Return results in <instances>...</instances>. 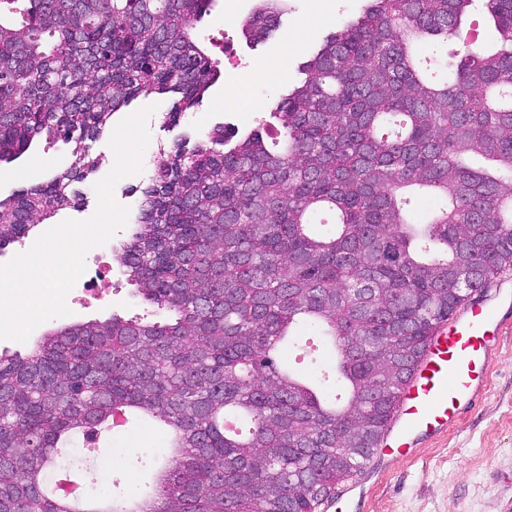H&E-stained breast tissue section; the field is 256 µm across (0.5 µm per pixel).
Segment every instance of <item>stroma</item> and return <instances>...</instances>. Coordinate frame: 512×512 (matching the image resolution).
<instances>
[{
    "instance_id": "stroma-1",
    "label": "stroma",
    "mask_w": 512,
    "mask_h": 512,
    "mask_svg": "<svg viewBox=\"0 0 512 512\" xmlns=\"http://www.w3.org/2000/svg\"><path fill=\"white\" fill-rule=\"evenodd\" d=\"M364 0H293L292 11L283 16L279 28L264 42L246 41L241 23L252 0H215L210 14L197 24L201 40L207 41L213 59L222 71V81L213 86L194 111L186 113L177 126L164 117L171 106L165 95L138 97L129 106L137 111L153 106L148 119L151 142L143 157L140 174L122 178L125 205L130 217H137L142 188L155 172L158 145L179 137L194 142L222 123L245 133L268 120L271 104L286 94L296 77V67L323 37L356 15ZM267 62L278 68V77L259 70ZM240 82L244 97L240 103L224 101V84ZM89 153L101 165L91 179L81 184L85 203L77 209L60 210L46 221L53 228L65 220H84L96 210L95 185L112 168L113 152L108 136L91 143ZM73 160L72 147L63 141H38L27 158L0 164V197L14 188L42 182ZM103 259L112 263L111 285L102 300L86 301L81 285H74L66 297L68 315L38 325L34 336L48 329L89 320H103L112 313L125 317L150 314L151 308L114 266L111 244H104ZM144 432L102 434L99 452L89 463L88 474L101 479V467L113 449H123L121 463L112 469L111 482L124 488L145 480L142 459L148 458ZM354 483L363 485L365 496L357 512H512V311L504 317V333L489 382L479 401L447 432L423 441L413 459L390 460L380 471H360Z\"/></svg>"
}]
</instances>
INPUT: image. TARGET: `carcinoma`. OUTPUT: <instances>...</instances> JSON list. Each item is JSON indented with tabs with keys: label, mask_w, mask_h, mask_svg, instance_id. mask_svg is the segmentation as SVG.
I'll use <instances>...</instances> for the list:
<instances>
[{
	"label": "carcinoma",
	"mask_w": 512,
	"mask_h": 512,
	"mask_svg": "<svg viewBox=\"0 0 512 512\" xmlns=\"http://www.w3.org/2000/svg\"><path fill=\"white\" fill-rule=\"evenodd\" d=\"M481 2L494 45L469 38ZM212 0H0V162L35 138L74 161L0 200V250L65 208L89 143L140 96L171 126L220 77L195 33ZM288 0H255L269 38ZM455 44L435 78L413 46ZM234 141L157 148L131 239L113 249L163 313L47 331L0 354V512H320L362 469L441 324L512 270V0H366ZM438 205L419 223L412 191ZM306 324L334 380L292 366ZM124 409L159 426L155 490L83 481ZM233 418L241 432L227 434ZM71 502L49 493L60 471Z\"/></svg>",
	"instance_id": "carcinoma-1"
}]
</instances>
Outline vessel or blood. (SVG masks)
<instances>
[{
    "label": "vessel or blood",
    "instance_id": "1",
    "mask_svg": "<svg viewBox=\"0 0 512 512\" xmlns=\"http://www.w3.org/2000/svg\"><path fill=\"white\" fill-rule=\"evenodd\" d=\"M501 288L464 306L431 341L402 396L380 456L413 458L419 439L446 431L483 394L499 348Z\"/></svg>",
    "mask_w": 512,
    "mask_h": 512
}]
</instances>
